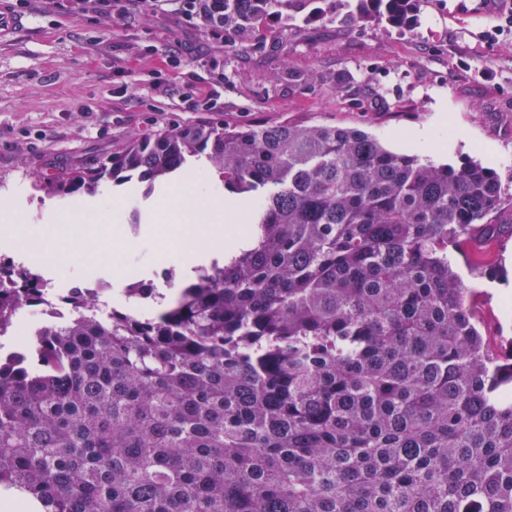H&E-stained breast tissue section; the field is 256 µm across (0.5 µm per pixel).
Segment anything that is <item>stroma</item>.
I'll list each match as a JSON object with an SVG mask.
<instances>
[{
	"instance_id": "obj_1",
	"label": "stroma",
	"mask_w": 512,
	"mask_h": 512,
	"mask_svg": "<svg viewBox=\"0 0 512 512\" xmlns=\"http://www.w3.org/2000/svg\"><path fill=\"white\" fill-rule=\"evenodd\" d=\"M497 16L496 0H422L414 27L347 28L299 9L290 22L271 15L254 50L233 35L220 44L171 11L117 20L25 13L20 29L0 37V199L43 224L50 197L35 182L110 157L132 133L286 120L358 127L391 150L455 167L480 161L499 173L511 199L488 221L510 223L512 33L484 38ZM171 52L178 66L167 64ZM292 69L308 73L310 83L289 84ZM190 87L215 94L220 111H189L182 95ZM111 198L122 207L120 223L101 241L112 266L164 288V268L182 263L141 233L145 183L112 187ZM488 247L501 277L472 273L459 255L453 262L481 293L486 335L509 338L512 236Z\"/></svg>"
}]
</instances>
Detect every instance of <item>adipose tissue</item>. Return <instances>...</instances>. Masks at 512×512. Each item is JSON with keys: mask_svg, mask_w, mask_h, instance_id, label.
I'll list each match as a JSON object with an SVG mask.
<instances>
[{"mask_svg": "<svg viewBox=\"0 0 512 512\" xmlns=\"http://www.w3.org/2000/svg\"><path fill=\"white\" fill-rule=\"evenodd\" d=\"M193 174H185L178 187L160 192V207L153 224L145 233L155 238L161 248L181 255L186 269L205 261L223 257L226 248H240L244 239L236 235L221 236L208 233L207 225L237 223L239 210L235 199L211 191L195 189ZM12 223L19 231L6 246L22 257L39 256L49 264H64L71 256L86 253V238L99 235L106 225L117 223L120 212L108 208L100 196L80 200L72 209L61 211L59 221L72 227L67 244H58L48 228L31 226L20 212H12Z\"/></svg>", "mask_w": 512, "mask_h": 512, "instance_id": "ef3b65f1", "label": "adipose tissue"}]
</instances>
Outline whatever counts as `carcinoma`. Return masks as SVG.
Wrapping results in <instances>:
<instances>
[{"instance_id": "obj_1", "label": "carcinoma", "mask_w": 512, "mask_h": 512, "mask_svg": "<svg viewBox=\"0 0 512 512\" xmlns=\"http://www.w3.org/2000/svg\"><path fill=\"white\" fill-rule=\"evenodd\" d=\"M296 0H224L245 36ZM410 27L422 0H354ZM207 155L252 207L249 245L163 309L69 289L71 320L0 355V497L39 512H512V341L480 328L449 251L504 203L500 175L398 153L357 127L223 121L140 133L65 171L61 199ZM0 337L44 302L7 288Z\"/></svg>"}]
</instances>
